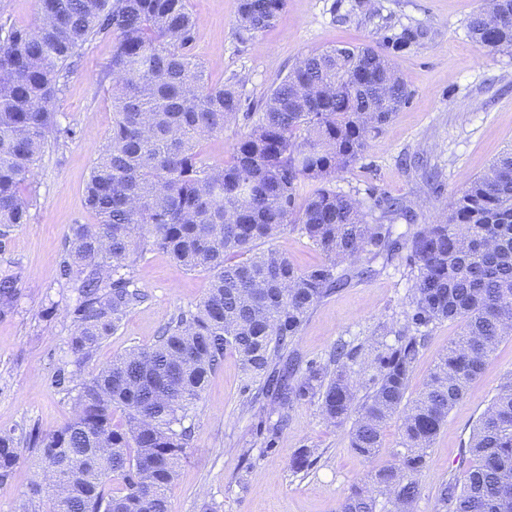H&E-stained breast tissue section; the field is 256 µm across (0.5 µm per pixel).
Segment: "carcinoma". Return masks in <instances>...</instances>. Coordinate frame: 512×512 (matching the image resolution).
I'll return each instance as SVG.
<instances>
[{"instance_id":"obj_1","label":"carcinoma","mask_w":512,"mask_h":512,"mask_svg":"<svg viewBox=\"0 0 512 512\" xmlns=\"http://www.w3.org/2000/svg\"><path fill=\"white\" fill-rule=\"evenodd\" d=\"M285 0H239L234 36L245 43L270 28ZM491 24L474 13L473 42L512 53V0ZM198 23L188 0H39L38 19L12 27L0 45V235L30 221L33 168L49 141L75 136L54 102L78 66V50L110 38L112 128L85 188L96 224H75L60 275L78 293L69 311L73 369L55 382L73 394L74 416L44 434L0 431V480L37 449L52 488V512H170L169 488L191 438L184 426L210 374L234 352L278 406L279 431L296 401L317 400L330 423L352 421L350 448L367 461L383 430L401 421L393 461L354 485L336 512H413L419 475L448 414L467 396L499 342L512 334V149L471 180L444 218L393 236L387 218L412 220L399 198L368 190L371 205L331 185L356 164L368 138L412 93L390 55L369 45L310 53L272 84L260 103L235 83H214L196 60ZM404 28L393 49L416 42ZM244 122L230 158L214 165L202 142ZM324 260L306 270L273 248L287 227ZM150 247L189 271L211 273L205 297L173 316L149 348H133L83 376L100 344L144 299L134 271ZM406 252L413 284L405 326L370 352L368 391L350 376L358 348L338 342L327 362L299 371L288 346L311 310L352 279L339 271L361 258ZM17 276L0 272V318L18 306ZM460 323L424 387L408 396L420 352L436 324ZM122 420L114 421L115 411ZM462 476L442 483L437 512H512V378L478 420Z\"/></svg>"}]
</instances>
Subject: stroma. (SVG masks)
Segmentation results:
<instances>
[{
    "label": "stroma",
    "instance_id": "stroma-1",
    "mask_svg": "<svg viewBox=\"0 0 512 512\" xmlns=\"http://www.w3.org/2000/svg\"><path fill=\"white\" fill-rule=\"evenodd\" d=\"M482 6L483 0H286L274 26L242 44L233 35L237 0H190L198 19L193 52L212 81L242 79L244 96L257 102L306 54L341 44L379 46L387 31L407 26L426 30L422 41L391 54L412 92L409 104L370 139L363 158L333 180L342 193L372 188L405 200L414 221L398 219L392 226L394 234L404 235L442 218L470 180L512 148V55L481 51L468 36V20ZM112 47L108 39L83 45L55 102L59 121L75 127L77 136L45 149L34 168L37 202L30 222L0 237V270L19 273L17 310L0 318V430L35 426L49 433L73 414L71 396L55 383L59 369L75 360L68 347L73 331L68 312L76 295L60 278L59 265L71 225L97 221L85 205L84 188L112 126L109 82L103 77ZM405 155L423 158L436 180L403 168L399 160ZM372 267L371 277L352 279L311 311L293 343L302 361L326 362L341 339L360 347L354 376L367 381L364 348L380 326L404 325L412 284L404 256L376 260ZM210 280V273L188 271L163 251L145 252L135 269L145 298L98 347L92 367L130 348L153 345L179 309L205 296ZM49 307L54 314L48 318ZM459 330L452 321L436 325L420 353L409 396L417 395ZM509 377L512 336L500 342L466 398L449 413L419 476L414 512H435L440 484L459 476L479 417ZM255 392L236 354L225 353L187 419L192 436L168 493L171 512H199L205 502L214 512H336L371 466L393 459L399 419L387 423L383 448L369 463L351 450L348 425L328 423L314 402L294 405L287 427L271 433L276 406ZM304 448L313 464L293 471L291 460ZM41 466L38 451L24 449L10 477L0 482V512H16L29 497L35 512H49L51 495L31 494Z\"/></svg>",
    "mask_w": 512,
    "mask_h": 512
}]
</instances>
